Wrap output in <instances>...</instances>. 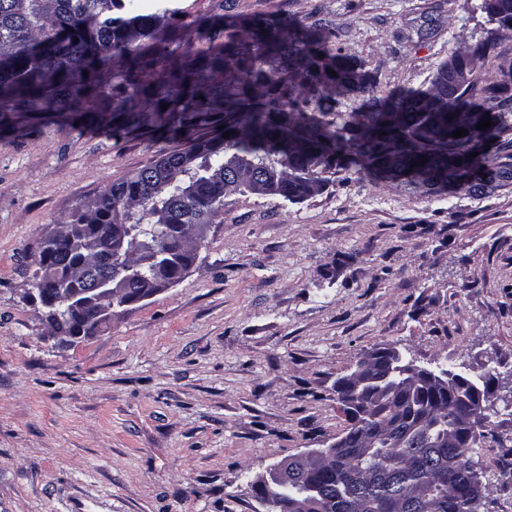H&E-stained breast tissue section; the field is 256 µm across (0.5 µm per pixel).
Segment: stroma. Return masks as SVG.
<instances>
[{"label": "stroma", "mask_w": 512, "mask_h": 512, "mask_svg": "<svg viewBox=\"0 0 512 512\" xmlns=\"http://www.w3.org/2000/svg\"><path fill=\"white\" fill-rule=\"evenodd\" d=\"M171 5L176 58L207 49L214 20L288 15L333 29L389 90L428 87L486 39L501 54L477 79L512 72V28L482 0ZM94 110L92 132L0 112V512H264L255 477L335 442L336 382L376 348L489 381L495 433L470 451L480 512H512V182L427 195L333 175L300 202L225 196L188 275L62 345L29 297L43 238L175 145L113 136L111 99Z\"/></svg>", "instance_id": "1"}]
</instances>
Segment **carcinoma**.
I'll return each instance as SVG.
<instances>
[{"label":"carcinoma","mask_w":512,"mask_h":512,"mask_svg":"<svg viewBox=\"0 0 512 512\" xmlns=\"http://www.w3.org/2000/svg\"><path fill=\"white\" fill-rule=\"evenodd\" d=\"M174 16L163 0H0V112H41L47 102L55 105L64 119L83 118L92 111V93L112 99L121 122L117 129L130 131L149 123L174 132L201 154L194 171L183 182L169 184L161 175H150L151 167L111 184L86 211H76L62 225L95 221L97 252L88 255L85 273L105 257L108 272L122 267L112 258V249L103 225L112 223L116 209L128 208L126 247L134 253L145 242L159 245L167 253L170 273L190 259L178 241L180 224H210L221 206L227 185L209 180L208 174L224 170L225 152L250 158L257 170L269 177L280 173L277 196L290 202L303 199L301 182L308 175L321 182L322 174L334 170H354L371 180L383 179L377 159H390L403 169L410 168L438 176L445 185H462L474 192L491 188L497 178L512 175V139L499 142L495 154L484 145L470 146V135L448 139L443 127L427 141L419 139L424 117L419 103L431 97L438 83L433 78L427 88H411L383 94L377 82H363L357 62L339 58L336 75H329L321 58H330L333 37L325 25L305 20L252 19L253 38L239 40L230 27L214 28L209 40L225 39L224 53L201 58H171L158 53L160 22ZM137 31V39L126 41L122 32ZM79 42H74V39ZM96 51L100 61L114 52L130 56L126 72L108 81L91 59ZM500 54L498 44L485 41L470 50L474 60H492ZM262 60L267 68H255ZM88 76H83V72ZM354 82L363 94L361 103L350 112L338 111L340 101L331 88L343 79ZM224 94V115L232 122L234 138L225 151L202 149L206 138L200 128L210 123L211 97L216 89ZM168 105L162 109V105ZM447 115L456 112H489L498 134L512 131V95L509 80L503 78L477 89L469 83L451 101L442 104ZM389 112H401L399 125L386 122ZM365 124L377 135L364 141L353 134ZM306 130L307 152L295 161L298 174L279 169L281 146L297 129ZM476 156H471V153ZM425 161L411 167V163ZM70 259L79 254L64 236L44 240L38 265ZM154 270L147 266L129 282L135 292L152 285ZM51 297L65 299L83 287L61 273ZM457 421V396H448V413L437 420L430 434H407L403 447L383 442L365 456H347L319 466L307 476H295L267 493L278 502L307 496L330 505L328 512H354L352 505L366 502L373 512H477V506L452 498L463 489L476 463L469 443L448 448L441 436ZM424 486L430 490L425 500L414 496Z\"/></svg>","instance_id":"cac0c4a2"}]
</instances>
